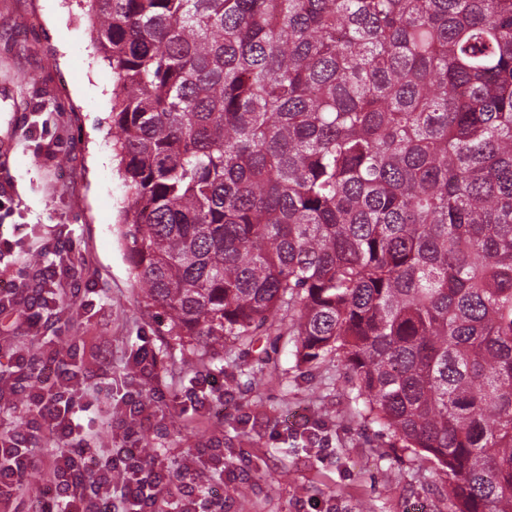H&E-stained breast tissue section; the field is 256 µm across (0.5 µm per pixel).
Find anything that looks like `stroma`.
<instances>
[{
  "label": "stroma",
  "instance_id": "stroma-1",
  "mask_svg": "<svg viewBox=\"0 0 512 512\" xmlns=\"http://www.w3.org/2000/svg\"><path fill=\"white\" fill-rule=\"evenodd\" d=\"M112 90L84 0H0V182L11 206L0 238L28 249L57 235L70 252L58 316L33 331L0 314V339L77 350L87 385L112 394L111 413L95 400L79 415L104 447L138 444L175 475L189 451L221 448L223 473H200L197 485L223 500L224 512H446L436 465L366 416L335 355L302 363L288 332H261L226 339L194 365L189 348L164 336L120 236ZM49 141L50 162L42 157ZM144 345L154 366L130 380ZM205 380L217 392L182 414ZM135 390L142 408L128 438L120 413Z\"/></svg>",
  "mask_w": 512,
  "mask_h": 512
}]
</instances>
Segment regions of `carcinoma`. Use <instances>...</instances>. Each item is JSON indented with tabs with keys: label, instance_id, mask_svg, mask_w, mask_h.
Masks as SVG:
<instances>
[{
	"label": "carcinoma",
	"instance_id": "obj_1",
	"mask_svg": "<svg viewBox=\"0 0 512 512\" xmlns=\"http://www.w3.org/2000/svg\"><path fill=\"white\" fill-rule=\"evenodd\" d=\"M146 306L206 354L288 316L512 512V0H86Z\"/></svg>",
	"mask_w": 512,
	"mask_h": 512
}]
</instances>
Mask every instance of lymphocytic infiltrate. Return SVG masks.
Masks as SVG:
<instances>
[{
  "instance_id": "obj_1",
  "label": "lymphocytic infiltrate",
  "mask_w": 512,
  "mask_h": 512,
  "mask_svg": "<svg viewBox=\"0 0 512 512\" xmlns=\"http://www.w3.org/2000/svg\"><path fill=\"white\" fill-rule=\"evenodd\" d=\"M42 256L33 273L37 283L24 303L14 296H0V313L12 310L30 328L41 325L42 313L59 309L67 290L58 269L68 259L64 241L44 239L37 248ZM5 354L13 368L11 379L0 382V403L23 405L30 415L26 433H0V496L17 494L27 476L41 473V490L54 512H152L167 487L166 473L151 457L133 445L114 448L89 464L87 451L95 434L83 431L78 421L85 411L88 390L76 368L59 349L38 351L10 346ZM47 431L56 446L47 470H39L34 454L37 435ZM224 457L211 448H199L184 462L187 482L177 487L173 512H217V501L204 499L193 476L203 468L220 469Z\"/></svg>"
}]
</instances>
